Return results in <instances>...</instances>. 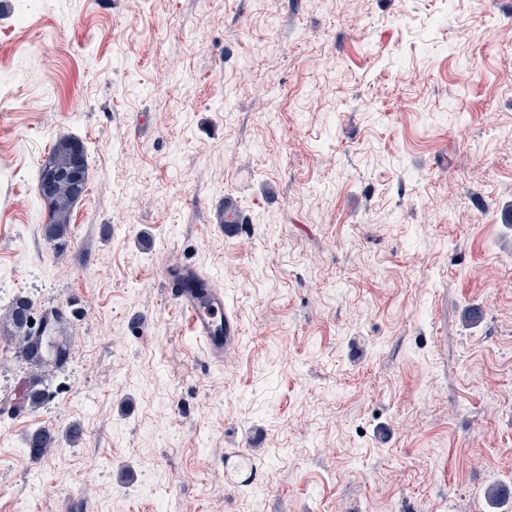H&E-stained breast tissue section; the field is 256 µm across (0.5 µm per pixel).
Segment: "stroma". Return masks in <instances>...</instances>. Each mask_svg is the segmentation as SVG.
<instances>
[{"mask_svg": "<svg viewBox=\"0 0 512 512\" xmlns=\"http://www.w3.org/2000/svg\"><path fill=\"white\" fill-rule=\"evenodd\" d=\"M184 266L241 324L222 361ZM19 296L72 357L12 415L0 326V512H512V0H0V317ZM83 145L85 152L87 153L86 146L82 141H79L77 139L67 138L59 140L54 147L51 150V153L47 160L42 164L40 170H39V178L38 183L41 179V171L43 167H45L47 164L51 165L52 167L62 170L66 169L70 162L73 155L74 150L77 146ZM42 198L49 208L46 235L57 247H61L65 245L73 207L81 198L77 199L72 188L64 181L56 186L51 196ZM182 273L183 280L175 278L177 305L189 313L192 329L205 350L214 361L224 356V350L238 343L241 327L238 319L224 306V292L218 288H206V297L200 296L190 283L201 279L199 273L187 269ZM56 441L55 431L48 427H43L31 432L27 439V449L33 460L39 459L47 448H52Z\"/></svg>", "mask_w": 512, "mask_h": 512, "instance_id": "35a3bbf8", "label": "stroma"}]
</instances>
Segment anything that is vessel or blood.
I'll return each instance as SVG.
<instances>
[{
	"label": "vessel or blood",
	"mask_w": 512,
	"mask_h": 512,
	"mask_svg": "<svg viewBox=\"0 0 512 512\" xmlns=\"http://www.w3.org/2000/svg\"><path fill=\"white\" fill-rule=\"evenodd\" d=\"M196 270L183 271L180 279L174 280L175 300L178 306L189 313L192 329L213 360H221L230 346L238 343L241 327L238 319L224 306V293L210 288L199 293L192 286L199 280Z\"/></svg>",
	"instance_id": "vessel-or-blood-1"
}]
</instances>
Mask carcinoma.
<instances>
[{
  "label": "carcinoma",
  "mask_w": 512,
  "mask_h": 512,
  "mask_svg": "<svg viewBox=\"0 0 512 512\" xmlns=\"http://www.w3.org/2000/svg\"><path fill=\"white\" fill-rule=\"evenodd\" d=\"M80 145L77 139L67 138L58 141L51 150L46 163L62 170L69 166L74 150ZM45 201L49 208V218L46 224V235L55 245H65V237L70 224L74 205L78 202L72 188L68 183L60 182L53 194ZM32 313V305L26 299L18 298L9 309L6 321L18 335L17 353L34 367L47 366L51 363L62 366L71 355V348L58 336L57 323L50 325L49 336L34 335L28 326L27 317ZM50 401L48 389L42 387V380L37 376H30L20 389L15 409L18 411H34ZM56 441L55 431L43 427L31 432L27 439V449L30 457L39 459L46 449L53 447Z\"/></svg>",
  "instance_id": "1"
}]
</instances>
